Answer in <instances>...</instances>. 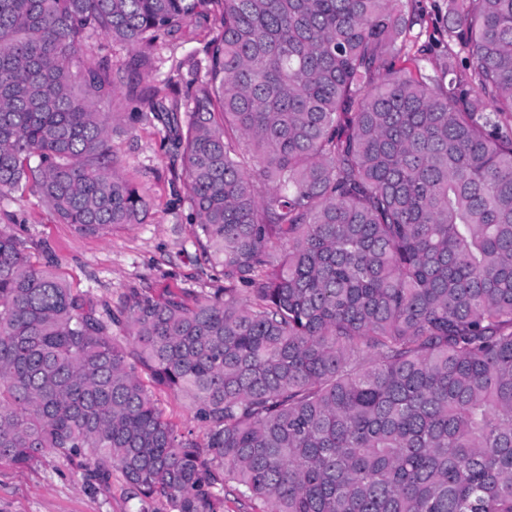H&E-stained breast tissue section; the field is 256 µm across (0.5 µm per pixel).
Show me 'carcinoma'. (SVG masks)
Listing matches in <instances>:
<instances>
[{
  "label": "carcinoma",
  "mask_w": 512,
  "mask_h": 512,
  "mask_svg": "<svg viewBox=\"0 0 512 512\" xmlns=\"http://www.w3.org/2000/svg\"><path fill=\"white\" fill-rule=\"evenodd\" d=\"M416 2L0 0V196L146 223L100 110L139 100L224 281L93 306L0 234V467L116 469L140 512H512V0ZM215 14L182 82L130 77ZM155 398L168 419H170L182 431L192 430L197 437L202 436V429L194 421L187 402L180 397L163 391L154 390Z\"/></svg>",
  "instance_id": "obj_1"
}]
</instances>
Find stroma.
<instances>
[{"mask_svg":"<svg viewBox=\"0 0 512 512\" xmlns=\"http://www.w3.org/2000/svg\"><path fill=\"white\" fill-rule=\"evenodd\" d=\"M213 31L187 29L179 45L157 43L158 68L141 73L143 83L178 79L186 56L202 49ZM112 151L123 173L136 177L150 204L147 223L106 235H89L58 223L51 210L31 194L0 199V232L18 240L38 267H50L75 291L93 301L117 298L136 289L154 294L183 288L215 287L214 273L196 241V226L183 181L174 178L172 139L155 121L134 129L117 125ZM140 505L124 492L121 474L112 489H84L80 470L49 456L31 468L0 469V512H138Z\"/></svg>","mask_w":512,"mask_h":512,"instance_id":"1","label":"stroma"}]
</instances>
